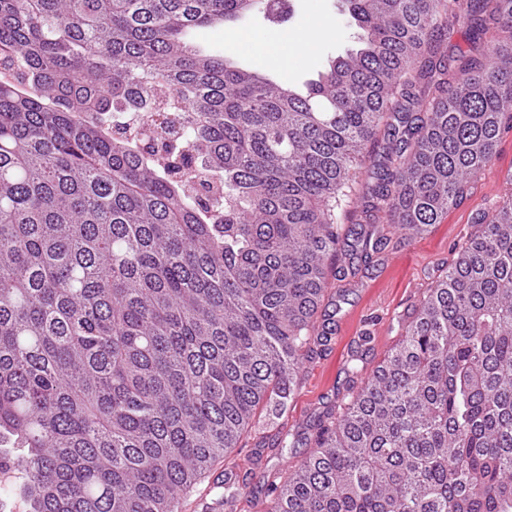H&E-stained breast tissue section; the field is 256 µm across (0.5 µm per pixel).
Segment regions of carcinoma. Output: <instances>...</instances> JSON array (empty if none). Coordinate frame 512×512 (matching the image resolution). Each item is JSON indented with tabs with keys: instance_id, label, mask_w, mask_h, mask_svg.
Instances as JSON below:
<instances>
[{
	"instance_id": "1",
	"label": "carcinoma",
	"mask_w": 512,
	"mask_h": 512,
	"mask_svg": "<svg viewBox=\"0 0 512 512\" xmlns=\"http://www.w3.org/2000/svg\"><path fill=\"white\" fill-rule=\"evenodd\" d=\"M343 2L356 47L299 87L194 42L284 21L267 0H0V443L25 450L0 470L26 512H179L286 409L329 277L492 161L512 0ZM481 221L265 512H512V194Z\"/></svg>"
}]
</instances>
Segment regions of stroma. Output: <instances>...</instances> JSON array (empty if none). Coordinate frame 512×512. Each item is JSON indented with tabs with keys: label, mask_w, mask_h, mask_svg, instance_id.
Returning <instances> with one entry per match:
<instances>
[{
	"label": "stroma",
	"mask_w": 512,
	"mask_h": 512,
	"mask_svg": "<svg viewBox=\"0 0 512 512\" xmlns=\"http://www.w3.org/2000/svg\"><path fill=\"white\" fill-rule=\"evenodd\" d=\"M319 27V39L304 53H286L278 61L258 54L260 45L282 32ZM342 0H292L287 23L269 22L255 12L234 24L230 33L201 32L200 38L240 66L283 82L316 75L329 60L345 55L356 41ZM512 193V129L500 136L492 162L471 182L469 194L438 223L413 237L398 231L378 265L344 281H330L322 302L331 315L324 351L314 352L298 379L284 413L260 408L238 448L217 460L180 506V512H205L225 479L239 485L235 512H264L268 484L280 482L315 448L314 425L334 410L349 391L360 387L399 339L402 323L420 296L434 285L464 243L480 231V214ZM360 357L358 374L348 371Z\"/></svg>",
	"instance_id": "35a3bbf8"
}]
</instances>
